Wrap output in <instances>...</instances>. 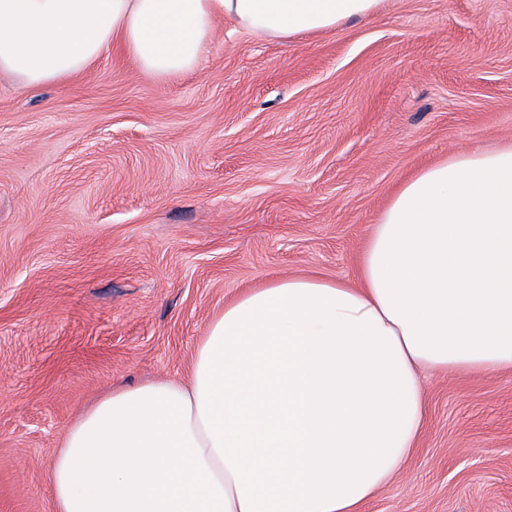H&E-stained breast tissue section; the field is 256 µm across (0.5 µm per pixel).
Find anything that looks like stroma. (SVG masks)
I'll return each instance as SVG.
<instances>
[{
	"mask_svg": "<svg viewBox=\"0 0 512 512\" xmlns=\"http://www.w3.org/2000/svg\"><path fill=\"white\" fill-rule=\"evenodd\" d=\"M512 141V0H383L283 40L217 24L193 72L117 50L0 77V512H53L50 468L97 396L187 380L227 302L356 284L401 183ZM427 424L363 512H512V371L433 374Z\"/></svg>",
	"mask_w": 512,
	"mask_h": 512,
	"instance_id": "stroma-1",
	"label": "stroma"
}]
</instances>
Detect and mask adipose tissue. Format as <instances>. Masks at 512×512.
<instances>
[{
  "label": "adipose tissue",
  "instance_id": "ef3b65f1",
  "mask_svg": "<svg viewBox=\"0 0 512 512\" xmlns=\"http://www.w3.org/2000/svg\"><path fill=\"white\" fill-rule=\"evenodd\" d=\"M380 2L0 0V75L54 84L117 46L166 78L198 67L218 20L285 40ZM359 275L247 291L188 382L99 396L53 458L55 512H362L423 434V371L512 370V142L405 180Z\"/></svg>",
  "mask_w": 512,
  "mask_h": 512
}]
</instances>
